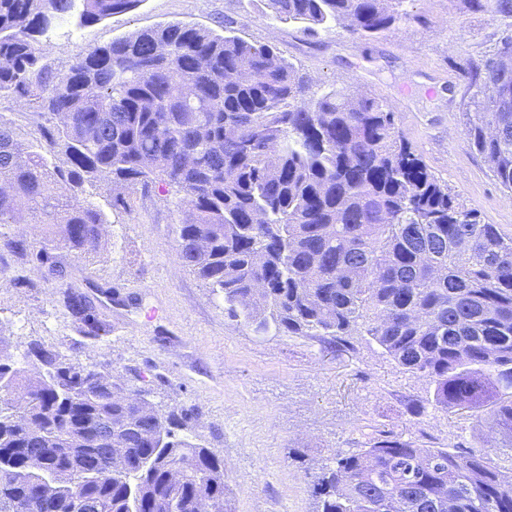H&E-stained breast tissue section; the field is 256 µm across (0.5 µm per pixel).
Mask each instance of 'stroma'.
Segmentation results:
<instances>
[{
  "label": "stroma",
  "instance_id": "obj_1",
  "mask_svg": "<svg viewBox=\"0 0 512 512\" xmlns=\"http://www.w3.org/2000/svg\"><path fill=\"white\" fill-rule=\"evenodd\" d=\"M407 8L413 21L388 36L362 39L339 28L312 41L294 24L265 18L263 0H140L98 22L62 23L44 47L47 62L62 68L137 30L182 22L216 31L230 19L237 36L274 46L320 87L349 86L392 104L435 176L483 223L512 235V199L463 135L474 93L463 69L512 36V19L489 20L465 0H408ZM112 196L104 185L83 194L108 216L104 249L86 259L58 255L109 335L83 338L54 283L4 252L0 335L15 355L32 339L66 354L79 348L82 364L146 391L160 413L188 411L177 434L223 458L233 512H314V473L383 435L479 449L487 413L441 409L429 380L406 371L364 330L339 347L317 337L259 336L231 319L223 299L178 262V195L137 198L130 215L113 208ZM19 276L30 287L15 285ZM416 406L421 415H413Z\"/></svg>",
  "mask_w": 512,
  "mask_h": 512
}]
</instances>
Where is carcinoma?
I'll list each match as a JSON object with an SVG mask.
<instances>
[{"label": "carcinoma", "instance_id": "cac0c4a2", "mask_svg": "<svg viewBox=\"0 0 512 512\" xmlns=\"http://www.w3.org/2000/svg\"><path fill=\"white\" fill-rule=\"evenodd\" d=\"M141 0H0V100L37 116L38 136L19 138L0 115V227L45 226L40 246L0 232V251L31 257L54 280L84 337L110 332L68 282L57 251L97 253L106 220L79 198L110 181L112 206L158 182L180 195L177 257L224 298L231 318L258 335L327 336L338 345L361 326L402 367L434 385L451 412L492 407L483 451L427 448L394 436L338 454L314 475L317 512H512V236L481 223L402 137L392 106L351 88L314 91L316 81L268 45L181 22L95 46L65 70L44 62L40 38L74 14L83 24ZM407 0H265L266 15L316 36L341 27L383 36L411 19ZM490 19L512 17V0H468ZM498 54L471 62L476 88L464 136L512 194V112L486 90L512 97ZM266 288L255 293L254 284ZM24 359L0 337V375L21 401L0 413V455L13 477L0 502L48 512L34 471L56 477L53 512H74L73 487L89 512H124L127 486L143 488V512H184L227 499L224 460L178 438L180 418L114 398L121 383L31 341ZM112 425V445L99 428ZM169 437L156 450L154 433ZM94 448L100 474L82 483L79 453ZM143 456L154 457L148 470ZM177 481L171 471L185 458Z\"/></svg>", "mask_w": 512, "mask_h": 512}]
</instances>
